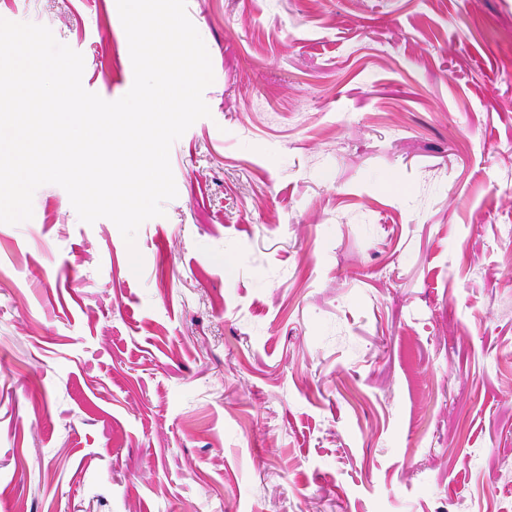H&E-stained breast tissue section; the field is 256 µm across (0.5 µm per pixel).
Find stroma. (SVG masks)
<instances>
[{
  "mask_svg": "<svg viewBox=\"0 0 512 512\" xmlns=\"http://www.w3.org/2000/svg\"><path fill=\"white\" fill-rule=\"evenodd\" d=\"M214 81L130 253L0 223V512H512V0H188ZM134 73L116 0H0Z\"/></svg>",
  "mask_w": 512,
  "mask_h": 512,
  "instance_id": "35a3bbf8",
  "label": "stroma"
}]
</instances>
